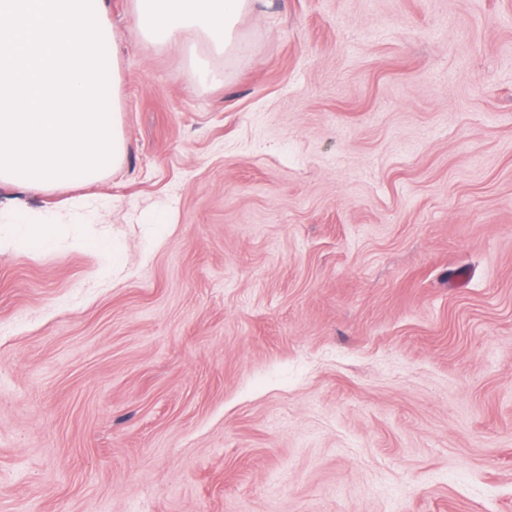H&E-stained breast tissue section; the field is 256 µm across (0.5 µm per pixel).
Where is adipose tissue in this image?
I'll return each mask as SVG.
<instances>
[{
	"label": "adipose tissue",
	"instance_id": "ef3b65f1",
	"mask_svg": "<svg viewBox=\"0 0 512 512\" xmlns=\"http://www.w3.org/2000/svg\"><path fill=\"white\" fill-rule=\"evenodd\" d=\"M254 0H132V12L140 36L159 48L198 44L204 52L220 55L235 44L240 15ZM15 222L0 230V247L42 252L67 242L87 246L70 225L39 221L26 209H18Z\"/></svg>",
	"mask_w": 512,
	"mask_h": 512
}]
</instances>
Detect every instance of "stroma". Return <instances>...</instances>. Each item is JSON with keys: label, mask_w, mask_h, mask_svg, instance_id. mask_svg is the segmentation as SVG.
<instances>
[{"label": "stroma", "mask_w": 512, "mask_h": 512, "mask_svg": "<svg viewBox=\"0 0 512 512\" xmlns=\"http://www.w3.org/2000/svg\"><path fill=\"white\" fill-rule=\"evenodd\" d=\"M122 165L0 250V512H512V0L137 34ZM18 219L5 224L2 231L0 226V247H12L26 252H42L69 242L72 246L91 247L105 251L106 246L101 242L91 241L74 235L69 224L39 221L32 213L22 207L14 209Z\"/></svg>", "instance_id": "stroma-1"}]
</instances>
